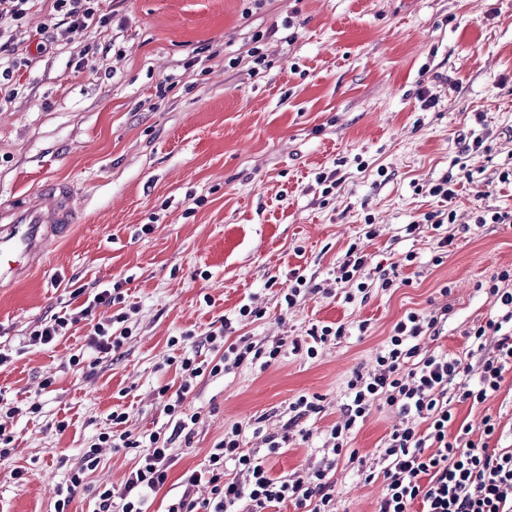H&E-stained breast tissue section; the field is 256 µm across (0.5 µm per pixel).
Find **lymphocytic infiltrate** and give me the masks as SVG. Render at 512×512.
<instances>
[{"label":"lymphocytic infiltrate","instance_id":"1","mask_svg":"<svg viewBox=\"0 0 512 512\" xmlns=\"http://www.w3.org/2000/svg\"><path fill=\"white\" fill-rule=\"evenodd\" d=\"M101 0H52L55 14L69 29L105 25L107 14ZM488 293L500 309L498 318L467 332V358L444 352L422 351L420 342L438 336L448 319L447 309L408 312L393 327L386 346L375 357L377 368L354 372L346 383L348 403L340 421L327 434L321 462L303 473L272 476L263 462L241 448L243 429L232 424L224 431L204 468L185 473L181 491L172 498L167 512H267L291 503L296 512H336L332 473L340 458L357 463V451L349 442L354 429L372 408H397L405 423L394 429L381 450L385 493L378 512H410L421 502L422 512H512V448H490L497 421L484 418L480 430L456 425L453 401L484 402L498 391L502 372L512 365V272L504 270L491 279ZM229 323L211 330L206 342L214 353L205 360L182 357V383L164 406L173 419L171 434L152 432L137 438L123 431L126 413L116 412L117 430L104 434V442L116 448H138V461L123 487L97 491L98 512H144L145 495L159 492L168 478L172 445L184 431L192 430L200 416L188 413L184 403L196 378L217 376L244 363L268 366L280 357L281 343L271 348L251 343L225 344ZM497 338L493 355H485L486 336ZM456 436H449L450 427ZM234 464L236 474L226 477L224 468ZM207 485L210 495L196 498V489Z\"/></svg>","mask_w":512,"mask_h":512}]
</instances>
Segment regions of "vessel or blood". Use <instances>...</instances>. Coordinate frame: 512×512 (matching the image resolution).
Here are the masks:
<instances>
[{
    "label": "vessel or blood",
    "instance_id": "1",
    "mask_svg": "<svg viewBox=\"0 0 512 512\" xmlns=\"http://www.w3.org/2000/svg\"><path fill=\"white\" fill-rule=\"evenodd\" d=\"M72 186L50 181L19 204L0 206V282L22 278L44 252L49 239L76 221Z\"/></svg>",
    "mask_w": 512,
    "mask_h": 512
}]
</instances>
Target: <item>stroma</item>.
Instances as JSON below:
<instances>
[{"label": "stroma", "instance_id": "1", "mask_svg": "<svg viewBox=\"0 0 512 512\" xmlns=\"http://www.w3.org/2000/svg\"><path fill=\"white\" fill-rule=\"evenodd\" d=\"M51 2L31 0L13 31L16 57L30 63L13 74L17 95L0 103V205L65 180L79 222L28 275L0 287V405L16 410L0 512H54L57 486L111 431L112 411L128 412L131 436L170 432L159 390L181 382L166 360L190 352L185 333L199 341L228 320L227 342L289 343L315 325L347 328L316 358L285 351L265 368L199 378L185 406L200 421L174 444L167 489L204 467L234 423L288 433L273 453L243 435L272 476L316 465L346 380L374 370L407 312L449 307L425 347L459 356L465 331L498 314L480 285L512 268V227L475 224L472 213L512 208V184L498 180L512 167V0H103L107 25L53 28L39 53ZM423 93L433 108L422 109ZM478 136L482 149L466 154ZM330 171L328 190L316 177ZM448 176L455 198L431 196ZM448 209L453 243L437 266L439 233L420 219ZM414 222L419 230L407 233ZM353 245L369 267L395 270L392 288L346 301L335 277ZM296 272L307 288L289 308ZM113 287L121 302L81 315ZM244 304L260 317H239ZM120 313L130 338L107 355L90 348L96 325ZM54 315L68 320L64 336L31 344ZM302 394L324 409L284 431ZM453 408L475 428L497 420L489 447L512 448V367L484 402ZM402 423L385 407L359 425L350 446L367 468H379ZM137 460L132 448L102 449L68 512H94L86 485L121 486ZM333 481L338 512H378L382 477L367 480L342 460Z\"/></svg>", "mask_w": 512, "mask_h": 512}]
</instances>
